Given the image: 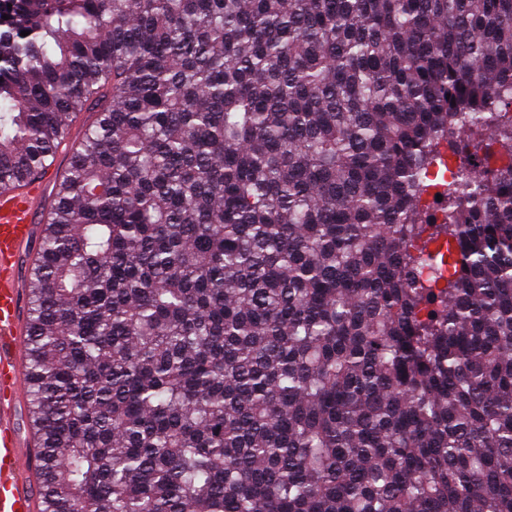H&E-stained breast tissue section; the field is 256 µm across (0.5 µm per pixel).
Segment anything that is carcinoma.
I'll return each instance as SVG.
<instances>
[{"label": "carcinoma", "instance_id": "cac0c4a2", "mask_svg": "<svg viewBox=\"0 0 512 512\" xmlns=\"http://www.w3.org/2000/svg\"><path fill=\"white\" fill-rule=\"evenodd\" d=\"M79 120L45 512H512V0H0V185Z\"/></svg>", "mask_w": 512, "mask_h": 512}]
</instances>
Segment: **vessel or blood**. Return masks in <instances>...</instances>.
Listing matches in <instances>:
<instances>
[{
	"label": "vessel or blood",
	"mask_w": 512,
	"mask_h": 512,
	"mask_svg": "<svg viewBox=\"0 0 512 512\" xmlns=\"http://www.w3.org/2000/svg\"><path fill=\"white\" fill-rule=\"evenodd\" d=\"M68 158V145H61L36 176L0 187V512L43 509L37 449L22 413L26 282Z\"/></svg>",
	"instance_id": "obj_1"
}]
</instances>
